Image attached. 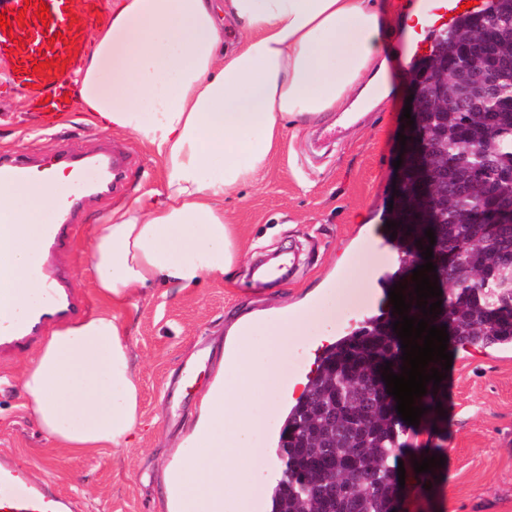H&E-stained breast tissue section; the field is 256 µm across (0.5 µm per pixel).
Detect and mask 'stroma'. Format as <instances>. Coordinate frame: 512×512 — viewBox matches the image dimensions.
<instances>
[{"label":"stroma","mask_w":512,"mask_h":512,"mask_svg":"<svg viewBox=\"0 0 512 512\" xmlns=\"http://www.w3.org/2000/svg\"><path fill=\"white\" fill-rule=\"evenodd\" d=\"M388 69L395 97L337 124L285 139L268 172L244 199L225 202L246 248L232 277L208 278L179 290L159 288L133 310L129 338L141 383L142 425L133 447L87 456L57 451L23 407L17 356L0 358V452L47 470L78 512H160L161 460L177 444L195 411L201 387L224 351L237 318L254 314L301 320L304 353L288 370L308 378L317 352L347 335L365 317L390 309L377 280L397 270L407 239L392 236L393 166L412 93L414 63L430 53L436 26L413 32L403 15L420 0H389ZM11 67L0 56V152L41 158L60 151L96 153L117 146L130 158L112 192L84 200L76 227L58 258L76 294L92 300L86 270L89 228L112 207L159 181V165L129 133L85 124L81 112L60 113L52 134L40 129L41 104L3 82ZM336 320L325 334V316ZM448 371V404L436 420L406 428L402 457L411 469L422 450L443 459L430 485L407 483L409 512H512V349L455 348Z\"/></svg>","instance_id":"35a3bbf8"}]
</instances>
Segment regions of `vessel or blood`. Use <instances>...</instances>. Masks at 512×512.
Segmentation results:
<instances>
[{"instance_id":"b4317fda","label":"vessel or blood","mask_w":512,"mask_h":512,"mask_svg":"<svg viewBox=\"0 0 512 512\" xmlns=\"http://www.w3.org/2000/svg\"><path fill=\"white\" fill-rule=\"evenodd\" d=\"M49 7L48 22L34 17V8L25 0H0V14L14 18L26 12L31 23L13 31L0 29V55L13 56L14 73L9 76L13 86L23 89L35 100L47 103L49 113L62 111L58 98L62 83L73 77L79 61L69 57L70 46L87 45L90 25L99 18L97 0H84L81 8L68 11L67 0H44ZM25 37V48H18L16 37ZM66 61L65 68L52 66L46 74L36 75L35 63L54 58ZM128 165L126 153L107 149L82 155L60 152L34 161L17 155L0 154V181L25 178L32 169H63L73 176L72 190L54 224L48 230L47 246L31 268V275L42 282L47 297L35 316L15 321L0 319V355L23 348L39 338L49 324L64 321L85 310L83 301L69 287V273L56 263V253L73 228L72 217L89 192L104 193L118 183ZM0 512H73V503L52 483L34 481L29 469L14 457L0 453Z\"/></svg>"}]
</instances>
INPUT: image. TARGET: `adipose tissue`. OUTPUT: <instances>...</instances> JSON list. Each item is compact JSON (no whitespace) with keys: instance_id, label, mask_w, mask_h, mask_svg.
<instances>
[{"instance_id":"obj_1","label":"adipose tissue","mask_w":512,"mask_h":512,"mask_svg":"<svg viewBox=\"0 0 512 512\" xmlns=\"http://www.w3.org/2000/svg\"><path fill=\"white\" fill-rule=\"evenodd\" d=\"M388 24L382 0H111L77 72L76 106L95 128L132 133L161 177L92 228L99 309L53 328L20 366L23 406L57 448L131 446L142 418L132 309L153 288L233 274L243 251L224 201L258 180L287 134L342 109L382 58ZM70 182L60 169L0 182V307L19 313L40 298L28 270L42 215ZM293 333L278 321L235 324L163 468L166 512H239L258 465L259 411L281 395Z\"/></svg>"}]
</instances>
